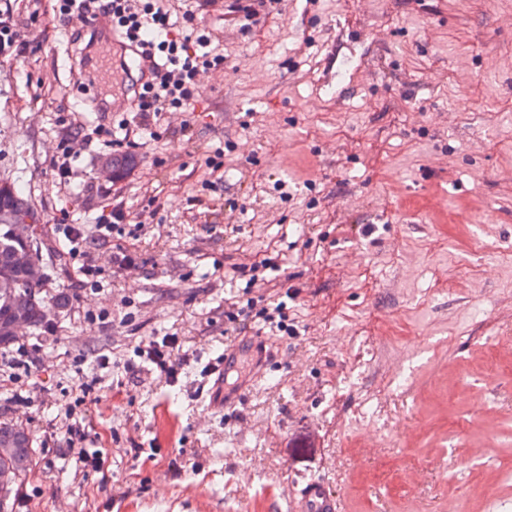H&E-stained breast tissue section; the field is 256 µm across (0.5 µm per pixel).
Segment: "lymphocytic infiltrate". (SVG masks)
<instances>
[{"label":"lymphocytic infiltrate","instance_id":"f902f5d3","mask_svg":"<svg viewBox=\"0 0 512 512\" xmlns=\"http://www.w3.org/2000/svg\"><path fill=\"white\" fill-rule=\"evenodd\" d=\"M53 10L64 22L111 16L126 39L141 49L152 68L137 95L144 122L172 108L189 109L200 69L224 63L210 33L194 26L192 12L183 11L181 22H173L163 0H55Z\"/></svg>","mask_w":512,"mask_h":512}]
</instances>
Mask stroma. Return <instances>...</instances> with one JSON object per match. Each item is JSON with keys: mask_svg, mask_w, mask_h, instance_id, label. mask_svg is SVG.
I'll list each match as a JSON object with an SVG mask.
<instances>
[{"mask_svg": "<svg viewBox=\"0 0 512 512\" xmlns=\"http://www.w3.org/2000/svg\"><path fill=\"white\" fill-rule=\"evenodd\" d=\"M191 5L223 66L136 135L121 184L96 139L62 186L61 119L114 129L133 103L90 111L62 21L0 0L32 44L0 62V178L63 252L51 288L70 297L0 349V420L34 439L13 512H292L304 478L342 512H512V0ZM118 191L121 232L72 249ZM283 295L297 335L211 407L225 310ZM166 335L173 385L137 355Z\"/></svg>", "mask_w": 512, "mask_h": 512, "instance_id": "obj_1", "label": "stroma"}]
</instances>
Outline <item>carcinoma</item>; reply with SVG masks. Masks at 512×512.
<instances>
[{"instance_id": "carcinoma-1", "label": "carcinoma", "mask_w": 512, "mask_h": 512, "mask_svg": "<svg viewBox=\"0 0 512 512\" xmlns=\"http://www.w3.org/2000/svg\"><path fill=\"white\" fill-rule=\"evenodd\" d=\"M18 213H27L38 217V212L28 200L17 192L0 197V346L8 347L12 340L9 337V325L18 309V302L24 294L36 293L39 299L27 303L23 308L22 317L31 328L42 331L46 328L43 319V307L49 302L58 309L69 306L70 298L65 293H58L49 298L43 296L52 280V274L64 261L62 253L43 247L45 258L50 266L51 276L44 281H32L16 267L17 252L29 246V243L10 235V224ZM33 465V439L27 429L12 422H0V469L9 468L24 479Z\"/></svg>"}]
</instances>
